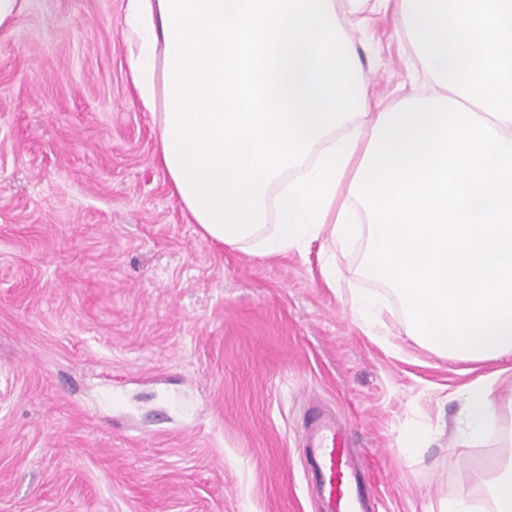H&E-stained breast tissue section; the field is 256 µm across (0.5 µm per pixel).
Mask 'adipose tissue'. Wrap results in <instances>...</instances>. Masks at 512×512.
Masks as SVG:
<instances>
[{
    "mask_svg": "<svg viewBox=\"0 0 512 512\" xmlns=\"http://www.w3.org/2000/svg\"><path fill=\"white\" fill-rule=\"evenodd\" d=\"M429 90L373 110L336 0H125L130 79L203 237L258 256L366 238L409 335L512 356V0H395ZM463 389V435L512 399Z\"/></svg>",
    "mask_w": 512,
    "mask_h": 512,
    "instance_id": "adipose-tissue-1",
    "label": "adipose tissue"
}]
</instances>
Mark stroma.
<instances>
[{"label":"stroma","instance_id":"stroma-1","mask_svg":"<svg viewBox=\"0 0 512 512\" xmlns=\"http://www.w3.org/2000/svg\"><path fill=\"white\" fill-rule=\"evenodd\" d=\"M352 6L336 0L370 90L423 91L393 11L357 26ZM123 29L124 0H25L0 30V512H318L312 401L349 422L379 512H488L480 479L507 450L493 429L462 443L460 389L492 364L434 354L395 309L386 342L366 336L350 294L388 290L361 273L365 241L260 257L202 238Z\"/></svg>","mask_w":512,"mask_h":512}]
</instances>
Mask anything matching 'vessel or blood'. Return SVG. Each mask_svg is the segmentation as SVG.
I'll use <instances>...</instances> for the list:
<instances>
[{"mask_svg":"<svg viewBox=\"0 0 512 512\" xmlns=\"http://www.w3.org/2000/svg\"><path fill=\"white\" fill-rule=\"evenodd\" d=\"M303 431L305 473L320 512H376L377 500L346 427L314 405Z\"/></svg>","mask_w":512,"mask_h":512,"instance_id":"vessel-or-blood-1","label":"vessel or blood"}]
</instances>
